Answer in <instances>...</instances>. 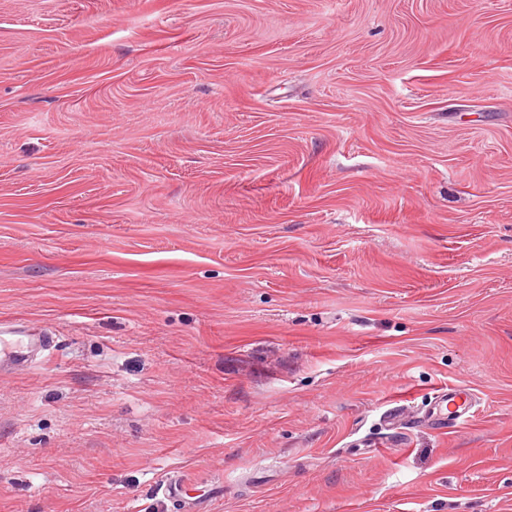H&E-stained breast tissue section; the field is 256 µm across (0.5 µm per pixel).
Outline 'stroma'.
<instances>
[{
	"label": "stroma",
	"mask_w": 512,
	"mask_h": 512,
	"mask_svg": "<svg viewBox=\"0 0 512 512\" xmlns=\"http://www.w3.org/2000/svg\"><path fill=\"white\" fill-rule=\"evenodd\" d=\"M1 322L0 512H512V0H0ZM0 362L2 365L5 361L13 362L16 360H25V356L32 352L36 347L42 346L46 341V336L32 337L25 346V350L18 348V340L7 339L6 336H21L23 331L13 326H0Z\"/></svg>",
	"instance_id": "1"
}]
</instances>
